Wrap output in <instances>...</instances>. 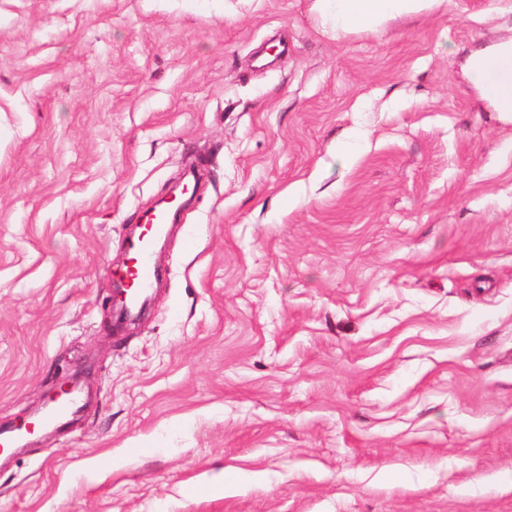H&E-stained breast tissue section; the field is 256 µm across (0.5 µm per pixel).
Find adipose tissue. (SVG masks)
Returning a JSON list of instances; mask_svg holds the SVG:
<instances>
[{"instance_id":"ef3b65f1","label":"adipose tissue","mask_w":512,"mask_h":512,"mask_svg":"<svg viewBox=\"0 0 512 512\" xmlns=\"http://www.w3.org/2000/svg\"><path fill=\"white\" fill-rule=\"evenodd\" d=\"M443 0H316L317 9L337 37L357 29H373L400 15L422 14L441 6ZM503 49L471 60L473 84L492 99L498 111L512 112V64L502 61Z\"/></svg>"}]
</instances>
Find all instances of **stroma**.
<instances>
[{
	"mask_svg": "<svg viewBox=\"0 0 512 512\" xmlns=\"http://www.w3.org/2000/svg\"><path fill=\"white\" fill-rule=\"evenodd\" d=\"M314 4L0 0V422L92 392L0 512H512V112L466 70L512 0L342 39ZM130 247L132 250H135V254L134 257L130 259V264L127 266L125 276L132 292L127 298V281L120 278V284L115 288L112 299L116 304L120 305V316L123 318H127L130 312L126 300L129 305H136L141 297L150 290L157 277V267L153 262L148 244L143 242V237H140L138 244L131 241Z\"/></svg>",
	"mask_w": 512,
	"mask_h": 512,
	"instance_id": "stroma-1",
	"label": "stroma"
}]
</instances>
